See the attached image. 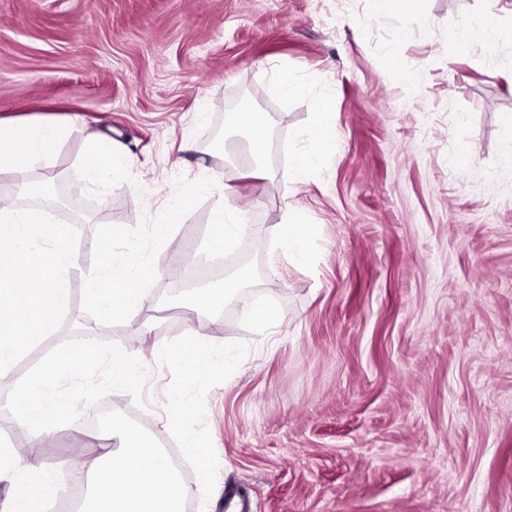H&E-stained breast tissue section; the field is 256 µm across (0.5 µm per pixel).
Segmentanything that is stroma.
<instances>
[{
  "mask_svg": "<svg viewBox=\"0 0 512 512\" xmlns=\"http://www.w3.org/2000/svg\"><path fill=\"white\" fill-rule=\"evenodd\" d=\"M485 13L492 43L457 48L452 34ZM392 48L411 86L386 69ZM281 72L304 93L273 95ZM239 103L268 117L262 157L225 122ZM322 107L337 144L299 183L291 164L313 150ZM507 113L512 0H424L416 16L377 15L370 0H0V118L68 128L52 158L0 174V199L26 205L27 185L52 187L39 206L73 227L69 305L0 373V424L7 391L56 345L148 353L194 329L211 366L154 363L143 406L122 391L103 402L177 454L189 512L240 495L249 512H512ZM92 133L136 160L105 188L84 177ZM187 190L181 223L155 240ZM218 210L252 221L224 269L271 307L267 326L236 298L174 294L186 284L174 259L210 256ZM295 210L309 226L301 258L280 238ZM110 224L129 227L113 251L157 271L133 320H103L87 297ZM91 413L41 448L58 479L60 460L120 448ZM185 432L201 456L184 453Z\"/></svg>",
  "mask_w": 512,
  "mask_h": 512,
  "instance_id": "1",
  "label": "stroma"
}]
</instances>
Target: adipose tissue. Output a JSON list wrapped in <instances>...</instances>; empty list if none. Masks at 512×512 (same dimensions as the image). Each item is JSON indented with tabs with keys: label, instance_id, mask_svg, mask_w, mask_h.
Returning a JSON list of instances; mask_svg holds the SVG:
<instances>
[{
	"label": "adipose tissue",
	"instance_id": "ef3b65f1",
	"mask_svg": "<svg viewBox=\"0 0 512 512\" xmlns=\"http://www.w3.org/2000/svg\"><path fill=\"white\" fill-rule=\"evenodd\" d=\"M66 133L58 124L0 119V174H20L51 158ZM127 237L126 225L111 224L96 244L101 273L88 299L108 319L137 318L148 301L146 284L154 276L145 265L119 259L113 252V243ZM70 240V225L49 220L46 212L0 209V371L55 328L67 302L62 265ZM97 358L92 348L56 355L16 396L14 409L26 425L25 451L0 448V482L14 485L4 512H42L48 496L64 493L38 454L45 438L64 426L66 402L52 397L51 389L60 379L87 371Z\"/></svg>",
	"mask_w": 512,
	"mask_h": 512
}]
</instances>
